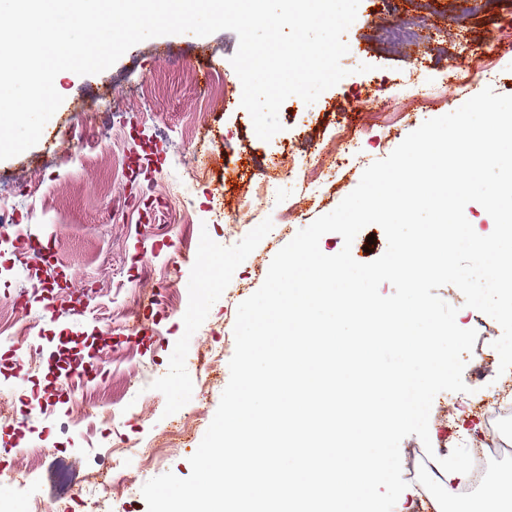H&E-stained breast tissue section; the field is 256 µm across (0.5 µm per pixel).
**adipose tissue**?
<instances>
[{"label":"adipose tissue","mask_w":512,"mask_h":512,"mask_svg":"<svg viewBox=\"0 0 512 512\" xmlns=\"http://www.w3.org/2000/svg\"><path fill=\"white\" fill-rule=\"evenodd\" d=\"M437 464L442 475L441 495L434 504V512H447L451 503H459L458 512H512V486H485L482 493L469 501L459 502L455 485L469 482L471 471L465 461H448L441 456Z\"/></svg>","instance_id":"ef3b65f1"}]
</instances>
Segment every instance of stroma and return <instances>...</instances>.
I'll return each mask as SVG.
<instances>
[{
    "mask_svg": "<svg viewBox=\"0 0 512 512\" xmlns=\"http://www.w3.org/2000/svg\"><path fill=\"white\" fill-rule=\"evenodd\" d=\"M472 0H360L344 35L349 74L311 104L289 97L282 131L265 141L241 107L242 86L231 63L239 40L222 30L154 37L131 47L111 68L80 76L59 73L63 102L37 144L0 161V209L13 223L1 230L26 235L46 249L35 257L16 246L0 250V337H15L29 370L0 366V407L22 414L26 445L12 448L0 427V474L32 470L19 486L0 483L9 512L38 504L41 512H84L80 490L91 474L114 478L93 512H148L143 484L170 472L185 478L190 457L209 427L230 379L238 305L263 284L287 237H271L277 213L250 191L258 163L302 166L306 192L287 187L284 204L300 230L333 211L359 184L364 170L386 158L425 121L448 114L484 88L512 95V51H500L496 76L477 73L457 88L445 81L472 65L487 34L512 44V0H490L479 15ZM368 72H359L360 64ZM432 103L412 107L415 90ZM110 91L111 110H97ZM96 110L93 124L86 111ZM356 125L358 156L344 159L335 123ZM236 224L224 221L228 212ZM439 296L457 307L456 323L477 340L464 357L470 394L500 389L512 375L499 371L493 347L502 329L464 304L452 285ZM157 303L136 315L143 299ZM88 344L97 378L73 386L58 402L43 373L65 357L64 340ZM216 355L204 369L197 357ZM110 407L87 420L86 405ZM188 417V437L167 433ZM158 449V466H117L113 449ZM404 480L433 499L428 457L414 435L400 444Z\"/></svg>",
    "mask_w": 512,
    "mask_h": 512,
    "instance_id": "1",
    "label": "stroma"
}]
</instances>
